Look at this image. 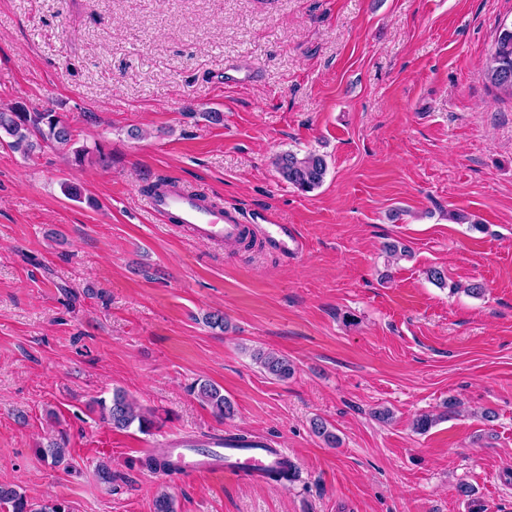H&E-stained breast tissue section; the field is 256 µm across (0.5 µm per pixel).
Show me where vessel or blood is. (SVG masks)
<instances>
[{
	"mask_svg": "<svg viewBox=\"0 0 512 512\" xmlns=\"http://www.w3.org/2000/svg\"><path fill=\"white\" fill-rule=\"evenodd\" d=\"M147 204L158 216L175 220L200 239L234 240L252 230L251 225L227 219L223 207L205 205L197 191L186 187L149 197ZM259 230L280 254L294 255L302 249L300 239L288 225L263 224ZM170 447L180 458L181 467L188 476L220 471L260 480L288 458L285 449L273 447L266 438L249 434L238 439L232 433L221 431L199 438H180L172 441Z\"/></svg>",
	"mask_w": 512,
	"mask_h": 512,
	"instance_id": "obj_1",
	"label": "vessel or blood"
}]
</instances>
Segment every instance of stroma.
Masks as SVG:
<instances>
[{
  "mask_svg": "<svg viewBox=\"0 0 512 512\" xmlns=\"http://www.w3.org/2000/svg\"><path fill=\"white\" fill-rule=\"evenodd\" d=\"M506 20L512 0H0V109L54 108L112 153L0 145V484L69 512H153L162 491L175 512H469L464 483L512 512V99L482 75ZM287 151L324 156L320 187L280 178ZM161 176L303 253L164 222L140 191ZM116 390L161 425L113 429L96 401ZM218 429L272 439L297 479L142 465ZM258 355L262 367L272 376L286 379L293 375L294 366L288 357L275 352L259 353ZM198 396L202 401L207 403L212 408L213 413L221 419L233 413L231 402L213 385L201 384L198 389Z\"/></svg>",
  "mask_w": 512,
  "mask_h": 512,
  "instance_id": "stroma-1",
  "label": "stroma"
}]
</instances>
